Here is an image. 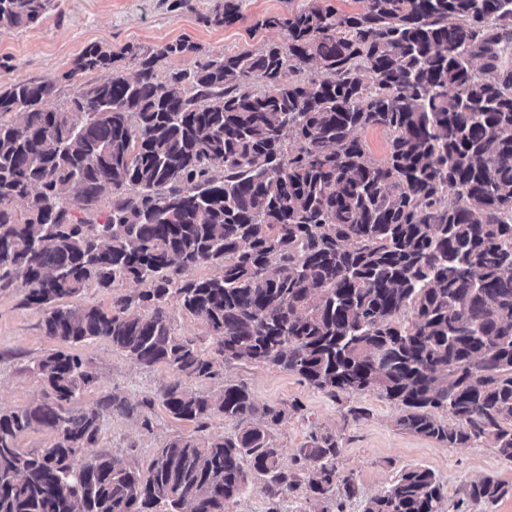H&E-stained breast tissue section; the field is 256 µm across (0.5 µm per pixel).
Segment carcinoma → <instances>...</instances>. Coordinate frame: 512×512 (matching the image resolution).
Segmentation results:
<instances>
[{
  "label": "carcinoma",
  "instance_id": "1",
  "mask_svg": "<svg viewBox=\"0 0 512 512\" xmlns=\"http://www.w3.org/2000/svg\"><path fill=\"white\" fill-rule=\"evenodd\" d=\"M52 2L0 0V33ZM240 9L224 0L206 22L232 25ZM261 26L288 44L164 82L156 63L198 46L169 43L144 54L136 78L91 83L84 74L138 56L92 44L61 108L46 107L50 80L0 86V117L20 116L0 121V288L21 281L59 344L31 368L45 399L0 409V512H227L252 474L272 505L303 484L315 498L337 492L343 508L358 487L337 470L333 434H313L290 470L272 434L283 408L258 407L243 384L185 386L234 362L332 397L376 390L404 408L402 429L512 463V0H365L350 14L313 0ZM309 64L328 77L290 80ZM255 77L264 92L248 89ZM370 128L387 135L380 160L360 137ZM109 186L104 220L75 216ZM207 265L220 273L192 276ZM124 282L137 291L108 310L61 303ZM173 305L208 328L210 355L176 332ZM99 339L165 367L159 399L78 405L96 377L75 347ZM157 402L198 432L215 413L240 429L172 440L145 468L87 453L103 411L148 429ZM34 430L48 445L19 448ZM506 493L492 477L466 490L491 506ZM444 497L431 469L405 466L365 512H442Z\"/></svg>",
  "mask_w": 512,
  "mask_h": 512
}]
</instances>
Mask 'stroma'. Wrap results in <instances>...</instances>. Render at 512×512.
Wrapping results in <instances>:
<instances>
[{"label":"stroma","mask_w":512,"mask_h":512,"mask_svg":"<svg viewBox=\"0 0 512 512\" xmlns=\"http://www.w3.org/2000/svg\"><path fill=\"white\" fill-rule=\"evenodd\" d=\"M308 0H243L239 20L229 26L206 24L205 18L223 7L224 0H188L182 7L174 0H53L43 20L35 26L0 34V85L17 79L51 80L56 84L52 106L66 105L76 91L65 75L89 45L99 43L120 50L132 45L154 52L175 41L198 45L199 53L170 56L155 66L158 80L198 62L216 59L246 48L282 44L286 33L261 27L268 15H289ZM22 283L0 288V408L24 407L43 398L45 386L31 372L38 358L53 349L41 330L43 313L23 302ZM78 354L96 377L81 397L94 404L114 393L137 403L160 394L170 380L165 368H147L113 350L110 342L95 340L79 346ZM245 384L258 405L287 409L282 423L272 430L284 466H292L297 450L306 447L315 432L333 433L341 448L336 467L353 476L357 496L344 500L343 512H364L367 501L389 487L406 465L430 468L444 484L443 512H512V464L503 463L496 450L480 443L451 447L407 433L397 426L400 408L378 392L342 394L331 398L304 384L300 377L268 365L232 363L216 376L188 381L189 390L218 393L228 384ZM361 407L367 418L353 419L350 410ZM150 429L139 417L106 413L101 450L147 466L157 449L173 439L192 434V423L172 418L162 407L149 414ZM491 477L507 493L496 505L472 502L466 496L470 482ZM262 477L228 512H320L306 490L284 496L270 505L261 490Z\"/></svg>","instance_id":"stroma-1"}]
</instances>
